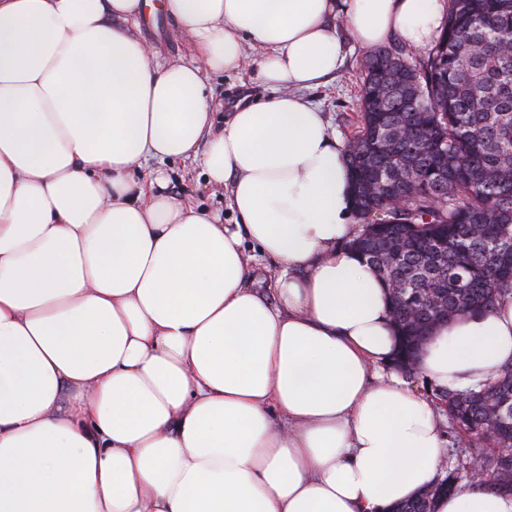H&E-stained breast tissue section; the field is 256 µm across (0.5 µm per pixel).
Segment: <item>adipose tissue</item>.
Instances as JSON below:
<instances>
[{"label": "adipose tissue", "mask_w": 512, "mask_h": 512, "mask_svg": "<svg viewBox=\"0 0 512 512\" xmlns=\"http://www.w3.org/2000/svg\"><path fill=\"white\" fill-rule=\"evenodd\" d=\"M166 6L193 60L131 35L140 0H0V512H388L445 440L392 368L387 288L347 246L346 146L308 94L343 64L335 19L421 48L442 0ZM248 43L269 95L216 123L206 81ZM191 158L234 223L140 176ZM511 365L510 298L417 360L458 391ZM434 512H512V492L468 479ZM250 271V285L259 293L272 300L274 289L272 288L273 266L269 262L258 263L252 261Z\"/></svg>", "instance_id": "ef3b65f1"}]
</instances>
